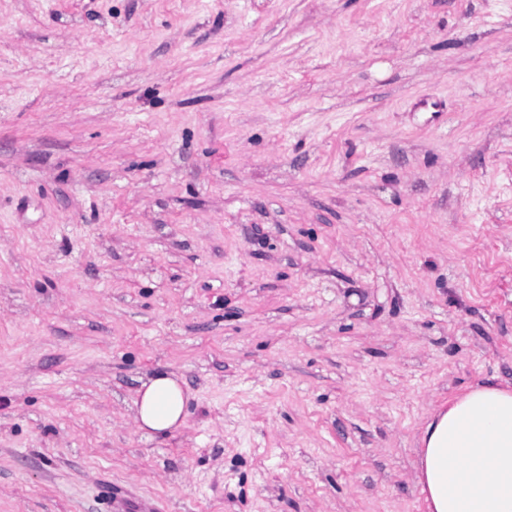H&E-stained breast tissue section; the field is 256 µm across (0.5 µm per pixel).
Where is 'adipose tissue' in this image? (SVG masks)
<instances>
[{"mask_svg":"<svg viewBox=\"0 0 512 512\" xmlns=\"http://www.w3.org/2000/svg\"><path fill=\"white\" fill-rule=\"evenodd\" d=\"M190 397L175 375L150 377L134 401L139 430H178ZM421 443L416 484L428 512H512V389L471 385L431 417Z\"/></svg>","mask_w":512,"mask_h":512,"instance_id":"ef3b65f1","label":"adipose tissue"}]
</instances>
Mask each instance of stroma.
Here are the masks:
<instances>
[{"label":"stroma","instance_id":"stroma-1","mask_svg":"<svg viewBox=\"0 0 512 512\" xmlns=\"http://www.w3.org/2000/svg\"><path fill=\"white\" fill-rule=\"evenodd\" d=\"M487 381L512 0H0V512H426ZM190 397L175 375L155 374L142 383L134 401L137 427L149 435L178 430L184 424Z\"/></svg>","mask_w":512,"mask_h":512}]
</instances>
